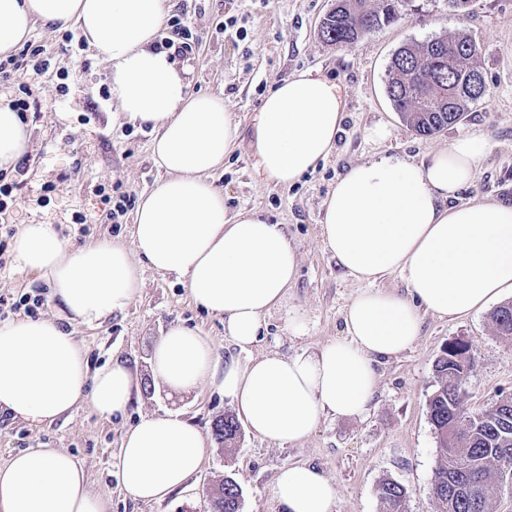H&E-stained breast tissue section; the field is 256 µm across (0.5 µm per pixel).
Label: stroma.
Listing matches in <instances>:
<instances>
[{
	"mask_svg": "<svg viewBox=\"0 0 512 512\" xmlns=\"http://www.w3.org/2000/svg\"><path fill=\"white\" fill-rule=\"evenodd\" d=\"M334 0H172V15L187 18L197 37L191 55L178 57L187 67L191 93H214L238 125L233 151L224 158L214 183L224 191L226 217L255 211L270 223L284 225L299 256V272L287 291L286 306L272 311L266 329L249 351L225 340L224 325L190 302L175 277L144 269L143 288L129 307L99 326L80 327L91 368L120 357L135 369L139 395L121 418L104 420L89 403L78 404L70 417L33 427L0 413V465L27 448H61L84 467L92 490L106 500L109 512H208L209 499L224 480L237 483L240 512H281L272 495L282 468L310 466L333 482V512H380L379 486L393 479L408 491V512H434L432 476L437 463V437L427 415V400L436 388L435 361L448 343L464 340L476 364L465 389L467 411L488 409L512 393V344L496 333L489 310L454 319L423 314L421 332L411 348L384 363L369 413L361 418L327 417L298 444L273 445L249 429L233 443L213 438L224 415L235 414L232 402L216 386L196 393H170L156 383L148 365L153 343L170 326L200 328L215 342L222 360L277 353L286 357L316 350L343 329L345 306L364 285L348 277L326 249L321 236L323 203L352 166L388 155L422 160L475 135L487 144L485 159L473 183L459 193L463 202L486 199L512 202V0H471L460 9L451 0H404L395 23L373 30L354 46L324 40L321 23ZM234 19L236 37L218 28ZM464 33L480 47V67L487 92L462 119L442 131L419 135L395 111L385 92V76L393 54L403 45ZM43 46L49 72L33 78L26 70L0 82V93L14 95L18 84L33 83L35 104L24 123L31 134L29 162L42 167L40 177H26L13 196L15 214L0 225L9 230L35 220L53 225L60 238L81 246L103 238L129 243L130 224H77L75 212L98 215L107 210L98 185H121L139 195L165 177L155 161L152 130L125 129L113 122L110 68L91 48L77 49L61 31L35 26L28 37ZM311 70L337 81L346 109L331 154L314 170L289 186L260 176L250 149L254 121L267 92L278 80ZM68 86L58 95V81ZM383 126L386 139L370 138L369 129ZM55 181L45 207L29 203L41 195L45 181ZM49 292L40 275L15 262L0 268V299L18 302L32 289ZM299 315L304 335L290 333L286 314ZM179 414L211 436L212 449L187 487L157 502L133 500L117 476L125 431L141 416Z\"/></svg>",
	"mask_w": 512,
	"mask_h": 512,
	"instance_id": "35a3bbf8",
	"label": "stroma"
}]
</instances>
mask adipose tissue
Listing matches in <instances>:
<instances>
[{
  "label": "adipose tissue",
  "mask_w": 512,
  "mask_h": 512,
  "mask_svg": "<svg viewBox=\"0 0 512 512\" xmlns=\"http://www.w3.org/2000/svg\"><path fill=\"white\" fill-rule=\"evenodd\" d=\"M170 0H0V55L35 25H78L110 64L115 119L156 131L152 152L167 176L141 195L130 245L100 240L73 247L51 225H21L18 264L44 276L56 314L0 325V412L41 426L89 402L104 419L124 414L137 387L123 360L90 369L74 324L124 311L143 286L142 269L183 279L192 303L222 318L224 336L247 349L295 281L298 257L283 225L256 213L226 221L212 181L236 145L238 126L219 94H192L185 73L153 41ZM345 110L340 85L303 71L277 82L259 109L251 144L267 179L290 185L333 149ZM30 134L0 97V169L29 151ZM486 153L466 136L417 164L384 156L353 166L324 202L326 248L365 290L347 305L344 334L312 353L218 363L194 328H169L149 369L170 392L219 385L250 430L272 444L307 439L322 418L358 417L373 403L377 365L416 341L422 313L458 317L512 293V204L457 203ZM405 273L408 296L376 288ZM208 452L206 436L179 416L152 414L128 429L119 456L133 499L155 501L184 487ZM273 495L285 512H333L335 486L307 466L281 470ZM0 512H107L82 466L58 448H31L0 467Z\"/></svg>",
  "instance_id": "adipose-tissue-1"
}]
</instances>
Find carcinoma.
I'll use <instances>...</instances> for the list:
<instances>
[{
    "mask_svg": "<svg viewBox=\"0 0 512 512\" xmlns=\"http://www.w3.org/2000/svg\"><path fill=\"white\" fill-rule=\"evenodd\" d=\"M400 17V0H336L324 18L322 34L350 47L365 34ZM480 48L467 35L400 47L387 69L385 88L394 109L421 135H432L457 123L483 97L469 90V79L481 74ZM498 335L512 342V302L491 315ZM475 366L469 348H445L435 364L437 388L427 401L428 416L439 439L432 492L437 512H490L493 475H512V396H504L478 413L464 409V383ZM226 442L239 431L227 415L214 424ZM407 489L384 480L379 487L382 512H407ZM209 512H240V491L225 480L210 500Z\"/></svg>",
    "mask_w": 512,
    "mask_h": 512,
    "instance_id": "obj_1",
    "label": "carcinoma"
}]
</instances>
